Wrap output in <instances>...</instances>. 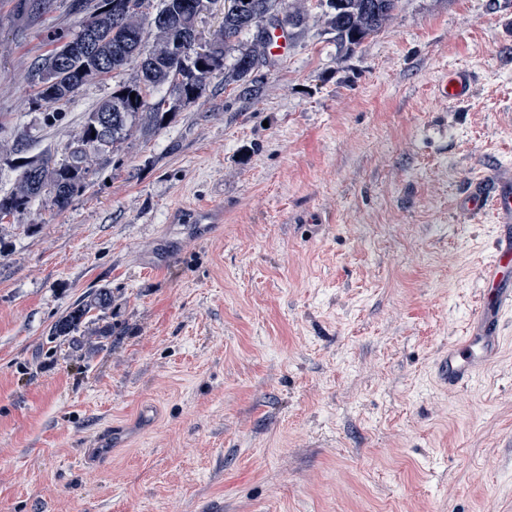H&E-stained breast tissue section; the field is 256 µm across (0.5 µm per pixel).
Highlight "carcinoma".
<instances>
[{"mask_svg":"<svg viewBox=\"0 0 512 512\" xmlns=\"http://www.w3.org/2000/svg\"><path fill=\"white\" fill-rule=\"evenodd\" d=\"M185 0H160L155 11H147L148 0H97L84 22L95 17H121L118 25L103 24L95 30L99 55H122L120 66H134L137 80L118 86L112 99L87 113L76 140L77 149L68 159L54 163L48 157L28 159L20 164L18 190L0 195V220L24 211L37 198L48 195L58 210L65 209L72 198L90 187V161L113 149L136 124L147 122L154 128L166 123L169 112L164 99L152 93L171 85L179 97L195 101L203 96L211 80L224 76V85H233L244 95L257 96L262 81L257 76L266 62L268 27L301 30L306 23L307 0H259L263 15L248 20L246 2L224 5V22L213 55L202 63H193L194 75L187 80L186 64L192 50L184 31ZM336 43L352 50L369 35L379 32L397 7L398 0H318ZM80 30L54 40L55 46L36 65L38 96L48 104L63 105L90 78L99 75L94 60L68 55L69 47ZM242 35L251 36L239 43L237 55L226 61L229 44ZM154 42H149L150 37ZM135 99H130V95ZM110 300L106 291L94 294L69 308L55 323L51 335L72 336L79 332L90 313Z\"/></svg>","mask_w":512,"mask_h":512,"instance_id":"obj_1","label":"carcinoma"}]
</instances>
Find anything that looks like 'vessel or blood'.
<instances>
[{"mask_svg":"<svg viewBox=\"0 0 512 512\" xmlns=\"http://www.w3.org/2000/svg\"><path fill=\"white\" fill-rule=\"evenodd\" d=\"M474 82L471 72L456 70L442 80L440 90L448 98L462 100L469 96ZM456 207L469 215L493 212L502 233L493 261L481 272L479 301L464 337L449 345L436 362L437 379L448 388L469 385L493 360L500 346L501 318L512 312V278L507 275L512 267V178L501 174L475 181L459 195ZM189 221L193 235L210 236L214 225L211 209L191 210Z\"/></svg>","mask_w":512,"mask_h":512,"instance_id":"vessel-or-blood-1","label":"vessel or blood"}]
</instances>
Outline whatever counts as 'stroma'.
Segmentation results:
<instances>
[{
  "instance_id": "obj_1",
  "label": "stroma",
  "mask_w": 512,
  "mask_h": 512,
  "mask_svg": "<svg viewBox=\"0 0 512 512\" xmlns=\"http://www.w3.org/2000/svg\"><path fill=\"white\" fill-rule=\"evenodd\" d=\"M83 17L0 0L1 195L137 78L48 120L35 65ZM451 69L469 100L437 94ZM260 72L256 99L162 87L166 125L94 158L66 209L0 221V512H512V314L474 383L435 381L498 236L454 201L512 170V0H400L351 51L314 8ZM101 288V319L51 335ZM115 425L134 438L103 469ZM189 219L186 222L192 223V233L197 237H208L210 236L214 218L213 212L209 208H198L190 210Z\"/></svg>"
}]
</instances>
